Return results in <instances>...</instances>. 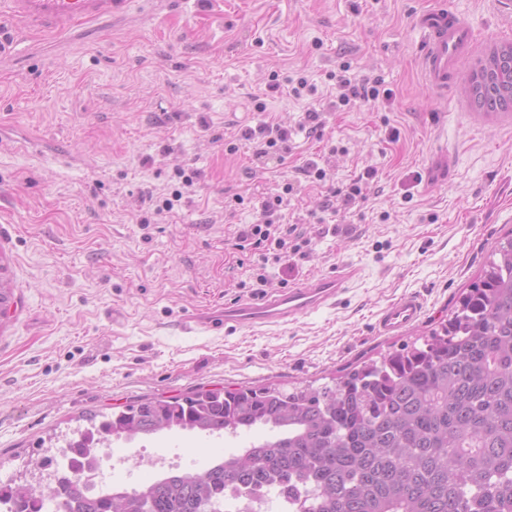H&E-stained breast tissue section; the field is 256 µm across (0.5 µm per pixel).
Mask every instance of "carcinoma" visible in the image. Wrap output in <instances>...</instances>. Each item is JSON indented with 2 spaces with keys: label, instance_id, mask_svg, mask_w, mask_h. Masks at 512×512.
<instances>
[{
  "label": "carcinoma",
  "instance_id": "carcinoma-1",
  "mask_svg": "<svg viewBox=\"0 0 512 512\" xmlns=\"http://www.w3.org/2000/svg\"><path fill=\"white\" fill-rule=\"evenodd\" d=\"M476 111L512 112V60ZM400 352L363 360L316 387L201 390L144 398L79 432L68 448L173 429L208 435L266 426L272 435L202 471H171L91 494L0 488L8 512H224L226 488L278 492L296 512H512V238L439 323Z\"/></svg>",
  "mask_w": 512,
  "mask_h": 512
}]
</instances>
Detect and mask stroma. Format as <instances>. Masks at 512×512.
Segmentation results:
<instances>
[{
	"mask_svg": "<svg viewBox=\"0 0 512 512\" xmlns=\"http://www.w3.org/2000/svg\"><path fill=\"white\" fill-rule=\"evenodd\" d=\"M437 7L479 32L469 64L512 42L504 0H130L124 18L74 35L0 19V262L14 289L0 319V487L29 480L43 457L63 460L87 413L200 388L326 383L447 318L512 231V113L474 111L459 79L444 95L426 85L414 18ZM346 62L389 98L327 115L322 138L298 134L258 166L239 131L297 124L306 106L271 80L320 87ZM325 156L336 188L377 171L344 234L315 223L325 190L297 173ZM182 168L197 171L192 187ZM287 178L286 221L314 251L263 267L235 233ZM343 268L335 303L288 324L205 325L250 299L257 271L272 292ZM404 294L423 300V317L380 335L381 310ZM266 435L116 439L112 483L155 478L134 459L141 449L198 470Z\"/></svg>",
	"mask_w": 512,
	"mask_h": 512,
	"instance_id": "1",
	"label": "stroma"
}]
</instances>
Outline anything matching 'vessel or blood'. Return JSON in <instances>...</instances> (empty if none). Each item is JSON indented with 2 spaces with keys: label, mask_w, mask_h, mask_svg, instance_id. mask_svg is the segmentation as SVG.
<instances>
[{
  "label": "vessel or blood",
  "mask_w": 512,
  "mask_h": 512,
  "mask_svg": "<svg viewBox=\"0 0 512 512\" xmlns=\"http://www.w3.org/2000/svg\"><path fill=\"white\" fill-rule=\"evenodd\" d=\"M128 0H0L19 22L43 30L67 33L85 22L110 23L121 18ZM422 35L420 61L427 84L439 92H447L465 59L477 46L476 35L461 16L445 8L428 10L416 18ZM343 273L315 279L308 286L277 291L250 302L225 307L216 327L252 328L288 322L323 305L340 293ZM423 304L406 294L389 303L381 312L377 329L384 335H395L415 324L421 317Z\"/></svg>",
  "instance_id": "1"
}]
</instances>
